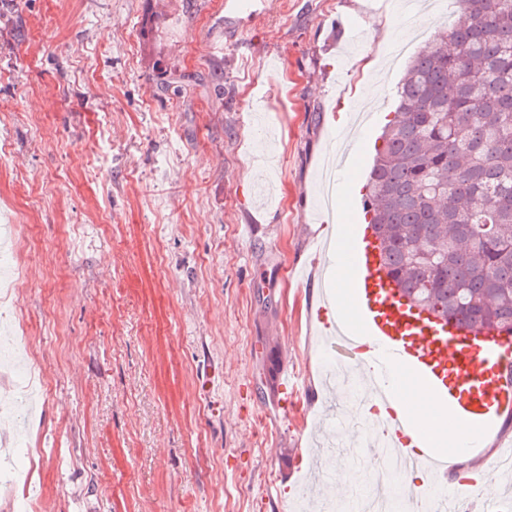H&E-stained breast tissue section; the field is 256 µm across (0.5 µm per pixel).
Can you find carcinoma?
<instances>
[{
  "instance_id": "carcinoma-1",
  "label": "carcinoma",
  "mask_w": 512,
  "mask_h": 512,
  "mask_svg": "<svg viewBox=\"0 0 512 512\" xmlns=\"http://www.w3.org/2000/svg\"><path fill=\"white\" fill-rule=\"evenodd\" d=\"M466 22L406 66L363 194L409 303L512 330V0H458Z\"/></svg>"
}]
</instances>
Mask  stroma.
Instances as JSON below:
<instances>
[{
  "label": "stroma",
  "instance_id": "1",
  "mask_svg": "<svg viewBox=\"0 0 512 512\" xmlns=\"http://www.w3.org/2000/svg\"><path fill=\"white\" fill-rule=\"evenodd\" d=\"M457 0H0V512H310L382 457L299 463L336 423L310 325L323 170L365 183L413 54ZM361 20L348 39L337 21ZM304 380L283 408L289 370Z\"/></svg>",
  "mask_w": 512,
  "mask_h": 512
}]
</instances>
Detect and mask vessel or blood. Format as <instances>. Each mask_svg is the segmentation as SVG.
Segmentation results:
<instances>
[{
	"instance_id": "obj_1",
	"label": "vessel or blood",
	"mask_w": 512,
	"mask_h": 512,
	"mask_svg": "<svg viewBox=\"0 0 512 512\" xmlns=\"http://www.w3.org/2000/svg\"><path fill=\"white\" fill-rule=\"evenodd\" d=\"M355 266L357 318H329L336 300L326 296L318 311L323 336L339 367L375 365V373L366 378L367 397L381 407L377 421L393 449V460L427 477L425 489L410 497V504L433 496L437 512H450L466 497L468 482L448 480V453L430 447L427 438L419 439L418 450L409 449L410 425L392 407L391 369L400 367L407 376L424 381L455 421L484 426L512 410V332H467L453 322L410 310L372 244L357 247Z\"/></svg>"
}]
</instances>
